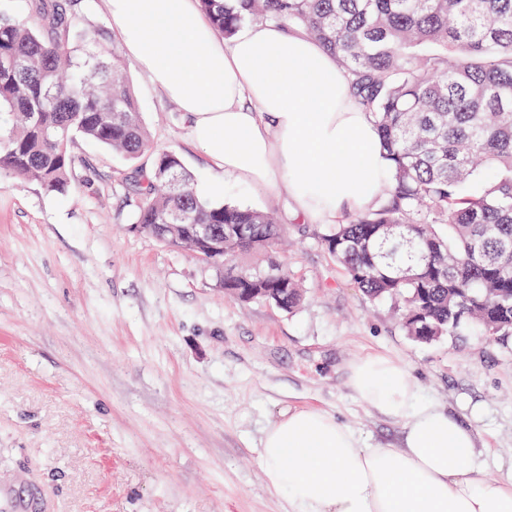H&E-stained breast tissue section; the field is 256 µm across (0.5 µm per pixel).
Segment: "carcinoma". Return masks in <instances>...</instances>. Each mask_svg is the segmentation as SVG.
Segmentation results:
<instances>
[{
  "label": "carcinoma",
  "instance_id": "carcinoma-1",
  "mask_svg": "<svg viewBox=\"0 0 512 512\" xmlns=\"http://www.w3.org/2000/svg\"><path fill=\"white\" fill-rule=\"evenodd\" d=\"M231 39L283 23L334 55L389 160L372 205L319 236L350 283L402 311L420 343L475 330L512 337V0H199ZM74 0L0 11V175L65 191L83 138L129 159L150 154L131 187L135 223L180 213L187 224H250L264 245L224 240L233 261L280 238L272 214L198 198L179 157L153 146L118 46H102ZM264 270L288 310L305 298L284 268L236 267L233 297Z\"/></svg>",
  "mask_w": 512,
  "mask_h": 512
}]
</instances>
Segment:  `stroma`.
<instances>
[{"mask_svg": "<svg viewBox=\"0 0 512 512\" xmlns=\"http://www.w3.org/2000/svg\"><path fill=\"white\" fill-rule=\"evenodd\" d=\"M127 75L155 146L195 183L215 169L175 107ZM65 193L0 175V495L43 494L42 512H288L259 465L264 430L316 408L370 448L397 446L343 382L346 362L385 357L424 398L473 427L486 477L512 473V340L407 336L295 222L284 196L226 178L225 200L276 211L278 257L306 300L288 312L227 296L194 255L134 227L127 160L80 139Z\"/></svg>", "mask_w": 512, "mask_h": 512, "instance_id": "35a3bbf8", "label": "stroma"}]
</instances>
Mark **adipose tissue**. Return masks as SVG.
Returning <instances> with one entry per match:
<instances>
[{
  "mask_svg": "<svg viewBox=\"0 0 512 512\" xmlns=\"http://www.w3.org/2000/svg\"><path fill=\"white\" fill-rule=\"evenodd\" d=\"M134 67L176 107L217 169L197 194L213 200L225 177L285 194L293 217L332 224L366 209L388 169L379 133L334 56L277 24L216 35L198 0H105ZM346 384L402 423L392 448L364 447L313 409L270 426L260 459L288 512H512V478L488 481L473 428L425 400L417 380L385 358L353 361Z\"/></svg>",
  "mask_w": 512,
  "mask_h": 512,
  "instance_id": "ef3b65f1",
  "label": "adipose tissue"
}]
</instances>
